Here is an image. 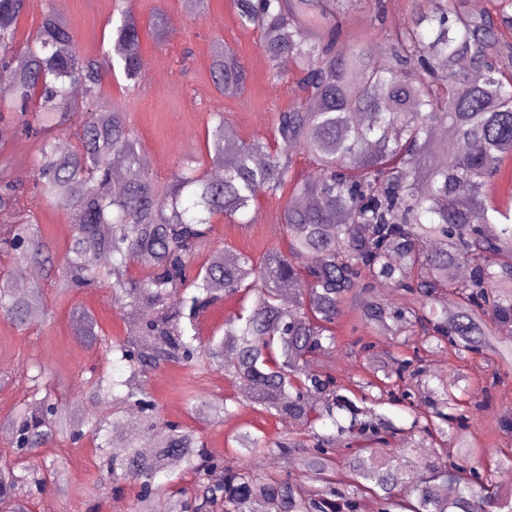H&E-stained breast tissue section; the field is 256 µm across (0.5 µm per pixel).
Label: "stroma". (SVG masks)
Masks as SVG:
<instances>
[{
  "mask_svg": "<svg viewBox=\"0 0 512 512\" xmlns=\"http://www.w3.org/2000/svg\"><path fill=\"white\" fill-rule=\"evenodd\" d=\"M113 0H35L34 6L18 20V38L26 40L38 29L45 12H55L68 22L82 54L98 56L109 47ZM134 8L142 21L151 14L163 15L168 31L159 43L150 31L142 33L143 82L139 90H126L124 78H105L100 104L119 102L129 125L138 136L140 147L150 162L159 182H167L178 162L185 156L202 154L206 121L210 111L221 108L225 118L237 128L241 139L250 140L269 135L275 115L295 101L297 84L288 76H272L270 66L259 47V34L242 28L230 0H207L205 6H186L184 0H134ZM223 39L237 53L249 75L242 96L224 98L213 87L210 73V48L214 39ZM282 198L260 195L252 209L251 223L234 224L218 221L212 248L224 246L262 257L271 249L286 250L284 238L274 232ZM19 206L31 215L45 237L58 248H65L71 233L65 208L42 201L33 193H25ZM46 298L52 316L45 324L27 331L16 329L0 318V417L31 395L30 384L20 372L26 362L41 364L51 378L55 392L70 410L83 414L86 406L79 400L81 375L91 369L109 368L115 376L125 375L123 363L106 364L99 346L88 344L75 334L78 311H88L99 331L125 340L139 333L138 320L129 310L120 308L109 288H90L62 298L54 287H47ZM355 313L343 305L337 317L339 343L336 351L325 357L337 380L351 385L362 370L357 355L361 343L375 341L378 350L397 353L396 341L389 337L369 338L366 330L353 326ZM427 378L410 388L411 401L421 404L424 393L435 391L447 383L465 382L471 396L482 405L470 422L469 439L480 448V472L497 476L503 486L512 485V475L496 473L494 461L499 453L512 452V436L506 434L503 413L512 409V378L496 383L492 375L495 364L482 355L455 362L443 354L425 357ZM147 387L165 418L194 428L205 440L211 454L225 458V439L240 425L259 435L274 439L287 437L288 426L281 418L251 406L237 380L209 365L195 367L166 365L150 374ZM205 402L221 399L240 400L238 414L221 423L207 422L189 415L185 396ZM37 458L55 463L65 479L64 492L46 490L35 496L31 512H127L138 487L124 482L113 491L112 482L97 467L90 442L73 444L67 431H59Z\"/></svg>",
  "mask_w": 512,
  "mask_h": 512,
  "instance_id": "35a3bbf8",
  "label": "stroma"
}]
</instances>
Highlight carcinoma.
<instances>
[{
	"mask_svg": "<svg viewBox=\"0 0 512 512\" xmlns=\"http://www.w3.org/2000/svg\"><path fill=\"white\" fill-rule=\"evenodd\" d=\"M346 0H232L239 24L260 35L272 73H288L301 97L278 113L271 137L243 141L210 112L205 152L188 156L162 185L149 172L138 138L120 104L93 106L106 75L121 74L134 90L142 79V23L128 0L112 19L110 49L87 57L69 25L43 14L35 34L17 43V22L34 0H0V68L14 74L12 107L31 112L22 130L42 141L32 163L33 189L64 206L72 230L59 250L28 217L0 228V252L34 264L59 293L106 283L120 305L142 314L140 339L102 344L129 376L90 370L81 379L87 412L72 421V439L92 440L100 468L132 480L141 494L129 512H353L369 493L381 512H512V492L493 486L473 462L463 430L469 417L444 388L423 409H408L400 428L386 413L426 378L423 354L459 361L489 351L495 379L512 376V188L500 201L489 191L512 161V0H493L473 14L463 0H416L410 22L386 24L378 7L382 44L372 55L368 35L345 20ZM210 77L226 98L245 92L248 75L235 51L213 42ZM87 113L75 142L62 150L51 132ZM20 128L0 120V150ZM308 172L294 175V157ZM218 168L215 178L209 169ZM290 196L274 227L288 253L255 259L223 249L194 263L216 219L247 216L259 192ZM25 192L0 157V212ZM432 240L425 253L420 243ZM137 264L141 275L131 272ZM388 283L393 298L368 285ZM240 296L222 337L200 335L197 316L226 296ZM355 301L357 323L380 334L399 333L400 358L382 363L363 347L364 372L347 387L312 358L336 350V318ZM0 315L20 329L46 321L39 285L18 291L0 271ZM78 335L98 343L96 321L77 316ZM199 358L235 378L253 404L298 426L288 440H268L242 425L227 437L231 459L212 457L190 428L161 415L145 386L164 364ZM23 374L31 401L9 420L10 443L23 456L49 445L63 402L37 363ZM213 422L235 415L226 401L187 402ZM136 422L155 440L121 428ZM327 427L331 433L317 431ZM405 430L428 436L442 450L422 477L403 481L390 439ZM346 440L349 470L338 472L336 442ZM303 448L300 471L312 482L261 476L243 461ZM180 461L195 476L190 497L168 492L156 478ZM351 480L346 493L336 484ZM54 469L28 462L0 465V512H27L26 499L61 483Z\"/></svg>",
	"mask_w": 512,
	"mask_h": 512,
	"instance_id": "carcinoma-1",
	"label": "carcinoma"
}]
</instances>
